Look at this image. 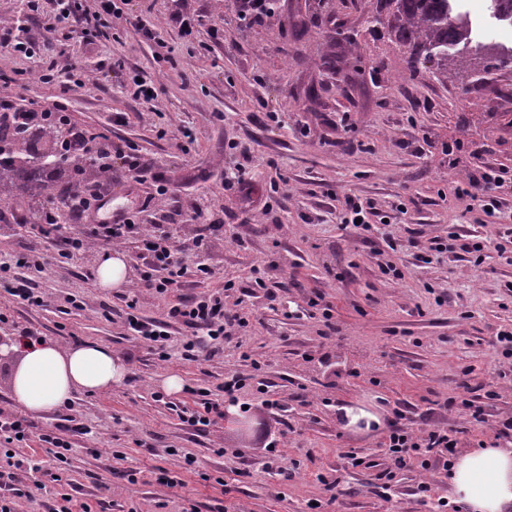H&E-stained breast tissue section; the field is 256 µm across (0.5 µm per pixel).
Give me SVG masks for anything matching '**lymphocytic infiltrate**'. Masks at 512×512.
Masks as SVG:
<instances>
[{
  "instance_id": "obj_1",
  "label": "lymphocytic infiltrate",
  "mask_w": 512,
  "mask_h": 512,
  "mask_svg": "<svg viewBox=\"0 0 512 512\" xmlns=\"http://www.w3.org/2000/svg\"><path fill=\"white\" fill-rule=\"evenodd\" d=\"M56 11L51 16L48 27L53 31H69L81 26L82 37L92 41L97 39L105 28L111 27L113 20H122L133 28L141 23L134 15L124 12L113 0H56ZM138 226L131 215L120 214L109 224H90L82 234L63 235V247L57 252L43 255L38 259L18 258V266L40 267L44 264L61 263L79 258L92 245L104 243L120 245L129 241L137 233ZM143 255L146 272L145 286L152 295L164 297L174 288L180 287L190 272L185 255L176 244L174 234L159 230L145 241ZM232 283H225L223 291L202 296L192 301H178L170 304L168 323L158 324L129 315L126 325L133 335L150 344L159 356H166L170 333L169 323H182L197 329L199 338L188 340L183 345L186 358H194L202 342L219 341L231 335L235 328L246 326L247 318L239 311L226 307L224 294L232 290ZM29 424L26 419L0 409V512H18L22 497L19 488L18 470L23 462L10 455L12 444L24 441ZM458 441L447 430L433 428L413 434L405 429L393 428L386 442L388 452L396 462H404L408 455L441 457L453 453Z\"/></svg>"
}]
</instances>
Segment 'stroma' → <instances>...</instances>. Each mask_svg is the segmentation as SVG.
Returning a JSON list of instances; mask_svg holds the SVG:
<instances>
[{"mask_svg":"<svg viewBox=\"0 0 512 512\" xmlns=\"http://www.w3.org/2000/svg\"><path fill=\"white\" fill-rule=\"evenodd\" d=\"M376 0H277L261 18L241 17L234 0H129L156 37L114 23L95 44L70 35L60 67L97 69L85 86L41 81L38 58L0 51V74L18 79L16 105H57L80 129L98 128L131 145L152 173L134 180L120 160L104 185L110 209L75 220L98 224L112 210L135 214L139 231L123 246L129 283L102 288L95 246L68 263L25 271L47 306L31 308L0 290V337L20 330L61 345L112 348L127 376L104 395L79 393L68 405L29 415L17 456L24 512H50L68 494L90 512H462L447 504L448 467L419 460L395 470L386 495L374 466H391L389 424L419 431L460 429L461 448L512 446L499 437L512 419V181L493 189L499 209L471 207L458 190L488 167L512 168V63L486 60L440 79L396 42ZM196 16L182 37L174 14ZM153 77L158 95L135 101L110 60ZM125 112L129 121L112 122ZM192 125V144L173 129ZM168 187L158 196L152 181ZM370 202L363 226L343 223L346 199ZM202 211L209 226L188 262L209 268L178 288L188 299L232 280L247 328L182 359L190 329L171 327L173 355L161 360L123 327L128 311L166 318L167 299L142 290L144 241L179 215ZM479 242L466 253L455 238ZM437 249H430V242ZM54 238L0 222V263L38 255ZM393 270H385V263ZM267 269L252 286L251 267ZM321 305H312L315 296ZM81 301V309L67 303ZM255 383L210 427L184 424L196 390L223 400L227 379ZM180 393L162 387L170 374ZM280 408H265V399ZM378 412L383 427L342 430L338 406ZM481 409V420L471 416ZM72 436L66 461L40 440L63 418ZM250 432H242L241 424ZM280 451L271 469L267 446ZM195 460L183 470L185 456ZM362 465H352V457ZM137 473L128 483L127 470ZM180 473L182 486L162 475ZM61 481H51V474ZM428 482L430 494L420 493Z\"/></svg>","mask_w":512,"mask_h":512,"instance_id":"stroma-1","label":"stroma"}]
</instances>
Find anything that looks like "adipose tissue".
Instances as JSON below:
<instances>
[{"label": "adipose tissue", "instance_id": "ef3b65f1", "mask_svg": "<svg viewBox=\"0 0 512 512\" xmlns=\"http://www.w3.org/2000/svg\"><path fill=\"white\" fill-rule=\"evenodd\" d=\"M17 356L10 387L14 400L43 414L70 400L75 392L103 393L126 377L112 350L97 343L60 346L19 336L0 339V356ZM448 490L467 512H512V448H473L453 461Z\"/></svg>", "mask_w": 512, "mask_h": 512}]
</instances>
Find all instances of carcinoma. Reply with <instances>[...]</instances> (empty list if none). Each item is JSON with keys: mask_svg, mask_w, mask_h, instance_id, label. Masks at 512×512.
Wrapping results in <instances>:
<instances>
[{"mask_svg": "<svg viewBox=\"0 0 512 512\" xmlns=\"http://www.w3.org/2000/svg\"><path fill=\"white\" fill-rule=\"evenodd\" d=\"M379 9L392 15L396 40L412 49V58L431 64L445 79L464 54L483 57L489 50L473 37L458 0H379ZM488 10L512 24V0H488ZM90 138L108 140L65 119L43 124L24 108L0 112V212L14 211L26 197L57 209L78 184L110 178L111 167L85 150Z\"/></svg>", "mask_w": 512, "mask_h": 512, "instance_id": "obj_1", "label": "carcinoma"}]
</instances>
